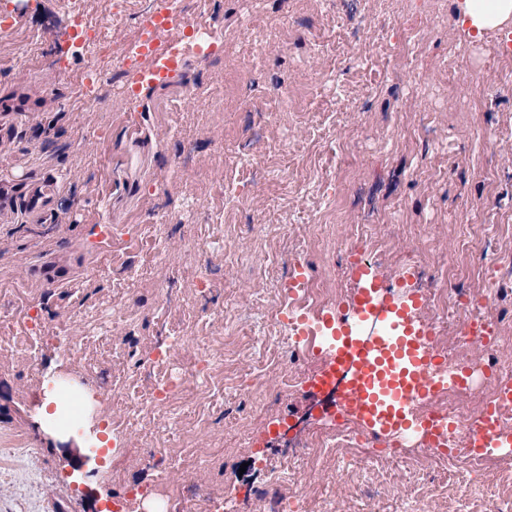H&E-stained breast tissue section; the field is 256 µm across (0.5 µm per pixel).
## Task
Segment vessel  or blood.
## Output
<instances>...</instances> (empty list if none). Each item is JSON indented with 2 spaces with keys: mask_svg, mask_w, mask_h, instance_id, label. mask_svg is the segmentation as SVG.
Here are the masks:
<instances>
[{
  "mask_svg": "<svg viewBox=\"0 0 512 512\" xmlns=\"http://www.w3.org/2000/svg\"><path fill=\"white\" fill-rule=\"evenodd\" d=\"M59 192L56 177H43L26 184L24 195L30 213L48 206ZM74 266L58 259L41 263L30 275L41 285L57 287L67 283ZM416 276L407 269L401 278L381 277L372 264L355 261L350 268L353 283L349 304L327 309L318 321L335 326L336 346L325 362L307 379L309 392L317 393L348 377L338 394L333 413L361 421L376 437L389 438L408 430L424 432L428 443L447 449V431L436 419L416 420L413 405L437 390L462 385L472 371L463 367L445 371L431 344L432 331L424 316L420 294L400 296L398 290ZM385 312L391 320L389 331L360 343L357 328L375 312ZM471 449L491 454L512 450V430L502 427L496 406L478 410L470 423Z\"/></svg>",
  "mask_w": 512,
  "mask_h": 512,
  "instance_id": "vessel-or-blood-1",
  "label": "vessel or blood"
}]
</instances>
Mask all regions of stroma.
Returning <instances> with one entry per match:
<instances>
[{
	"mask_svg": "<svg viewBox=\"0 0 512 512\" xmlns=\"http://www.w3.org/2000/svg\"><path fill=\"white\" fill-rule=\"evenodd\" d=\"M459 2L337 0L327 24L316 0H211L234 32L237 61L196 56L164 84H139L133 104L116 96L89 108L71 101L76 77L93 61L75 55L55 0L24 8L8 0L13 25L0 32V96L31 98L33 109L13 115L0 172L17 181L52 174L60 191L40 221L21 199L0 221V311L18 328L32 311L45 328L65 331L33 342L40 371L21 353L0 358V512H93L95 502L70 486V471L104 437L112 409L48 421L41 406L62 379L61 349L97 335L115 302L124 316L106 343L73 361L92 383L143 373L154 349L177 336L183 345L172 364L180 366L220 334L211 318L220 310L249 332L225 361L224 407L194 437L207 465L168 466L172 480L229 496L234 512H258L254 491L283 464L280 491L311 489L307 512H472L477 501L502 497L498 475L475 481L463 460L407 481L395 464L374 467L350 451L327 462L291 458L280 434L306 438L326 419L304 387L282 390L278 376L314 367L286 349L279 363L261 361L264 387L250 374L294 260L326 287L351 288L346 245L357 224L385 244L382 274L416 255L417 286L487 292L491 313L512 328V276L493 289L485 277L488 267L512 263V61L483 69L496 35L466 38L456 24ZM239 14L251 15L250 29L236 30ZM260 34L269 41L255 56L250 46ZM175 100L178 124L169 112ZM246 151L256 165H242ZM178 155L186 159L179 167ZM226 184L242 199L236 221L201 234L200 225L223 212ZM160 222L167 230L158 259L144 227ZM106 224L114 244L94 251ZM65 247L85 260L79 276L37 287L32 266ZM132 254L129 278L121 268ZM201 278L214 289H199ZM161 284L173 288L165 313L154 310ZM168 418L150 410L121 453H105L86 479L100 499L120 482L158 477L148 442Z\"/></svg>",
	"mask_w": 512,
	"mask_h": 512,
	"instance_id": "1",
	"label": "stroma"
}]
</instances>
